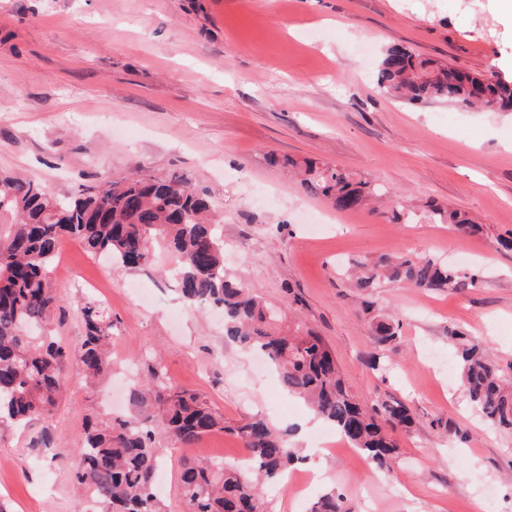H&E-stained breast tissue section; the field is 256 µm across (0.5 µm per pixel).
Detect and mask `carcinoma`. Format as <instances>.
<instances>
[{"label": "carcinoma", "instance_id": "carcinoma-1", "mask_svg": "<svg viewBox=\"0 0 512 512\" xmlns=\"http://www.w3.org/2000/svg\"><path fill=\"white\" fill-rule=\"evenodd\" d=\"M378 85L408 104L448 101L487 112L512 110V81L494 74L472 75L393 47L383 57ZM301 185L335 210H361L386 199L381 215L410 224L415 214L381 185L338 166L303 162ZM431 219L475 235L482 227L456 210L431 209ZM91 254H109L125 269H146L154 244L174 257L178 290L191 309L224 312L225 337L262 353L282 388L302 400L379 470L397 454L393 433L411 432L416 420L402 403H360L345 387L336 357L321 336L285 310L265 302L224 270V239L206 196L178 175H146L124 181L107 175L68 197L41 184L0 172V426H25L53 418L62 391L61 371L70 367L93 385L112 371L115 323L98 301L78 309L84 327L80 344L68 348L53 336L62 299L51 282L64 239ZM354 287L369 295L384 283H404L434 294L474 288L473 272L406 253L356 262ZM376 343L396 349L399 326L374 325ZM460 385L471 404L494 427L512 432V376L477 345L459 348ZM132 412L90 421L84 428L82 462L75 473L81 490L93 491L100 512H163L154 493L160 467L156 432L165 431L190 448L217 430H230L249 453V465L186 458L180 484L188 512H270L265 487L280 481L299 460L289 434L262 415L234 426L200 394L166 380L158 360L129 394ZM311 512H352L342 494L328 491Z\"/></svg>", "mask_w": 512, "mask_h": 512}]
</instances>
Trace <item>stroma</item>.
Here are the masks:
<instances>
[{
    "label": "stroma",
    "mask_w": 512,
    "mask_h": 512,
    "mask_svg": "<svg viewBox=\"0 0 512 512\" xmlns=\"http://www.w3.org/2000/svg\"><path fill=\"white\" fill-rule=\"evenodd\" d=\"M413 53L512 81V18L499 0H0V171L63 197L101 176H184L223 222L224 264L265 301L296 296L298 316L334 350L359 400H398L419 425L399 436L390 471H364L348 444L301 467L324 473L303 503L280 491L271 512H309L329 489L356 512H512V434L489 426L446 368L467 341L512 366V112L463 111L449 103L409 105L377 85L386 49ZM315 160L369 175L417 214L391 224L368 211L336 213L307 193L271 156ZM433 207L482 225L476 236L431 223ZM393 252L478 270L482 283L430 294L402 283L378 288L374 309L342 267ZM132 271L61 245L52 278L64 301L55 336L76 345L75 311L112 297L114 371L89 390L63 372L50 424L0 429V502L8 512H79L73 474L86 420L128 365L145 372L161 357L170 382L200 392L225 430L194 455L236 461L242 442L229 425L262 414L282 429L312 421L306 408L262 371L256 354L224 341L215 310L191 311L168 276ZM79 273L83 287L69 282ZM398 318L389 371L368 362L379 348L374 320ZM457 436H446L444 425ZM49 429L55 448L32 440Z\"/></svg>",
    "instance_id": "stroma-1"
}]
</instances>
